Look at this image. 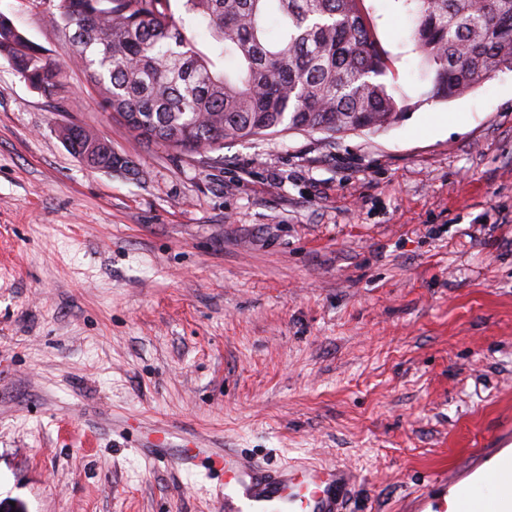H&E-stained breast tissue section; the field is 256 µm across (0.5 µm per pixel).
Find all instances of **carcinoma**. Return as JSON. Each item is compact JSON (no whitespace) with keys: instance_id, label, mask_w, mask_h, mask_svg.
I'll return each instance as SVG.
<instances>
[{"instance_id":"cac0c4a2","label":"carcinoma","mask_w":512,"mask_h":512,"mask_svg":"<svg viewBox=\"0 0 512 512\" xmlns=\"http://www.w3.org/2000/svg\"><path fill=\"white\" fill-rule=\"evenodd\" d=\"M429 99L460 97L512 69V0H404ZM208 31L202 49L184 17ZM46 22L68 41L105 108L167 151L208 155L224 141L291 131H379L400 108L364 0H57ZM0 57L37 90L65 89L49 59L0 13ZM61 135L91 168L135 173L91 130Z\"/></svg>"}]
</instances>
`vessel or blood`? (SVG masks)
<instances>
[{
  "label": "vessel or blood",
  "mask_w": 512,
  "mask_h": 512,
  "mask_svg": "<svg viewBox=\"0 0 512 512\" xmlns=\"http://www.w3.org/2000/svg\"><path fill=\"white\" fill-rule=\"evenodd\" d=\"M490 458L497 479L489 490L476 497L460 492L465 483L482 484L483 464L476 461L468 472L438 475L435 493L417 500L418 512H512V448L494 449ZM211 461L224 472V512H342L346 471L300 463L269 474L243 465L229 449L212 453Z\"/></svg>",
  "instance_id": "b4317fda"
}]
</instances>
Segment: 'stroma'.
I'll return each instance as SVG.
<instances>
[{
  "mask_svg": "<svg viewBox=\"0 0 512 512\" xmlns=\"http://www.w3.org/2000/svg\"><path fill=\"white\" fill-rule=\"evenodd\" d=\"M387 129L175 154L106 111L44 17L0 12L67 89L0 58V512H223L224 476L151 443L352 476L344 512H415L512 444V70L428 100L403 0H365ZM135 174L97 171L62 126ZM61 135L71 152L89 167L135 174L134 162L117 156L112 152V145L91 130L79 125H69L61 128Z\"/></svg>",
  "mask_w": 512,
  "mask_h": 512,
  "instance_id": "obj_1",
  "label": "stroma"
}]
</instances>
